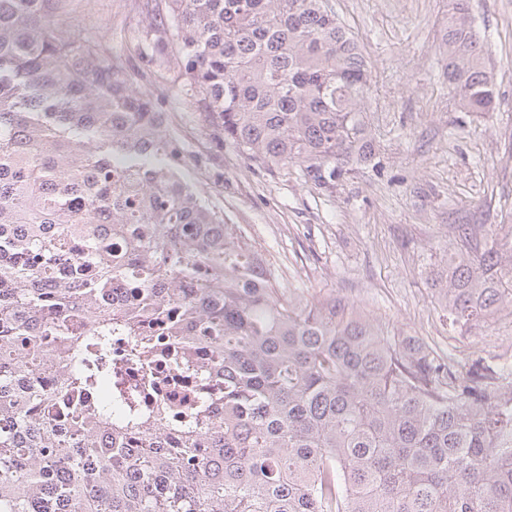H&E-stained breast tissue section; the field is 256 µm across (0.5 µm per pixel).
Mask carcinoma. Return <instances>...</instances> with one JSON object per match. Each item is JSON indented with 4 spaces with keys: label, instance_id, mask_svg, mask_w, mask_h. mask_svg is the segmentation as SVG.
<instances>
[{
    "label": "carcinoma",
    "instance_id": "1",
    "mask_svg": "<svg viewBox=\"0 0 512 512\" xmlns=\"http://www.w3.org/2000/svg\"><path fill=\"white\" fill-rule=\"evenodd\" d=\"M66 2L0 0V512H512L499 368L462 375L336 297L281 293L196 196L158 106L179 83L202 107L205 167L225 145L335 189L374 153L368 65L329 0H135L156 52L141 95L127 59L70 32ZM450 2L448 75L463 110L489 112L484 41ZM478 236L457 226L439 284L452 327L512 304V225ZM199 273L195 296L176 288ZM112 284L133 300L113 306ZM196 345L214 363L186 416L125 388L195 372ZM75 395L64 432L50 410Z\"/></svg>",
    "mask_w": 512,
    "mask_h": 512
}]
</instances>
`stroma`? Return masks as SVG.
<instances>
[{"instance_id":"1","label":"stroma","mask_w":512,"mask_h":512,"mask_svg":"<svg viewBox=\"0 0 512 512\" xmlns=\"http://www.w3.org/2000/svg\"><path fill=\"white\" fill-rule=\"evenodd\" d=\"M372 71L363 119L382 167L363 166L333 191L298 166L266 170L224 148L218 175L201 174L204 114L178 89L163 108L186 152L199 198L239 225L275 267L282 292L329 294L414 337L466 372L483 357L512 373V305L487 323L453 329L434 283L456 247L455 227L512 224V0H470L496 81L495 109L466 112L448 86L442 35L448 0H330ZM132 0H70L66 21L82 38L133 57L130 89L147 90L152 51L128 27Z\"/></svg>"}]
</instances>
